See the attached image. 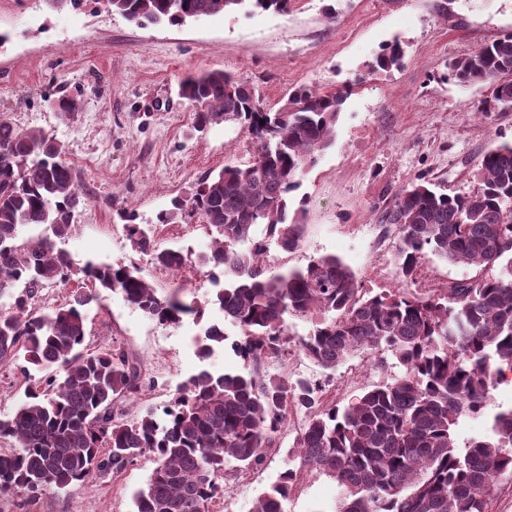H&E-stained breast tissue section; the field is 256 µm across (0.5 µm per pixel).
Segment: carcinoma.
Listing matches in <instances>:
<instances>
[{
  "mask_svg": "<svg viewBox=\"0 0 512 512\" xmlns=\"http://www.w3.org/2000/svg\"><path fill=\"white\" fill-rule=\"evenodd\" d=\"M140 26L182 24L236 11L248 4L284 10L288 0H97ZM397 42L385 45L375 67L402 64ZM461 85L496 82L493 105L512 107V32L449 64ZM181 93L204 129L221 118L244 125L257 142L254 162L226 164L204 177L187 200L159 213L156 223L197 218L213 239L201 257L212 277H230L206 305L223 322L204 329L201 360L227 340L224 323L238 329L230 348L247 373L202 369L163 409L140 407L146 369L117 345L85 350L88 306L101 291L161 324L200 321L205 305L176 294L160 296L135 266L74 265L58 241L72 232L84 193L63 160L56 138L23 128L0 114V368L16 367L24 400L0 418V496L31 500L60 493L95 477L118 474L146 458L153 464L133 495V512H210L220 498L217 478H240L261 466L292 414L305 425L291 452L293 467L259 495L251 512H287L305 474L332 478L335 512H487L501 480L512 482V408L494 416L491 433L459 449L455 428L483 413L493 389L512 375V142L485 152L476 191L448 194L422 178L397 195L381 221L399 228L401 274H417L427 254L474 266L479 274L446 288L405 296L359 288L335 256L311 259L287 273L269 274L267 244L295 251L303 236L300 211L289 195L306 167L332 146L345 92L293 91L275 112L255 90L229 73L187 77ZM60 117L80 111L69 97L49 100ZM135 251L176 271L188 257L162 249L154 233L121 209ZM266 238L253 239L256 225ZM48 233L26 237L31 226ZM251 243L246 251L238 245ZM80 277L67 303L48 312L35 306L39 291ZM321 314L324 321L299 342L322 370L359 352L376 366L387 358L401 373L347 400H327L308 379H288L267 364L291 353L288 318Z\"/></svg>",
  "mask_w": 512,
  "mask_h": 512,
  "instance_id": "cac0c4a2",
  "label": "carcinoma"
}]
</instances>
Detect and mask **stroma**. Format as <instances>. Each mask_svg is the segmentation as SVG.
I'll return each mask as SVG.
<instances>
[{"label": "stroma", "mask_w": 512, "mask_h": 512, "mask_svg": "<svg viewBox=\"0 0 512 512\" xmlns=\"http://www.w3.org/2000/svg\"><path fill=\"white\" fill-rule=\"evenodd\" d=\"M508 32L512 0H289L284 13L249 7L181 25L147 26L93 0L77 9H56L48 0H0V113L62 144L86 197L74 214L72 234L61 242L77 264L134 265L158 294L201 302L216 289L199 263L212 247L205 226H157L160 247L188 256L187 265L172 273L132 248L117 216L129 208L140 223L155 224L174 199H189L204 176L255 158L256 146L239 124L220 120L197 130L194 109L179 93L181 81L223 70L255 88L268 109L301 86L347 89L333 145L305 169L290 195L291 209L304 214L302 243L290 253L270 246L265 262L269 270L285 271L333 255L362 288L410 296L471 278L476 270L431 254L414 278H404L400 234L381 223V212L420 176L451 195L473 192L478 184L472 172L482 154L512 141V108L469 113L491 99V84L463 86L447 77L452 60ZM394 41L404 48L403 67L371 71L382 46ZM59 96L78 100L74 120H61L50 107L49 98ZM221 318L210 307L203 321L188 318L169 326L106 291L88 311L87 342L94 350L117 343L134 353L153 382L142 403L160 409L201 368L246 372L230 347L216 348L205 361L197 355L204 322ZM355 368L361 378L347 383ZM269 370L320 382L332 399L358 394L383 378L364 353L330 375L298 350ZM511 407L508 381L492 391L481 416L461 419L458 445L487 433L493 416ZM303 423V416H294L281 430L278 449L213 512H250L289 468ZM151 469L144 460L64 493L33 501L9 496L0 499V512H132V496ZM337 493L330 478L310 475L292 495L288 512H332Z\"/></svg>", "instance_id": "stroma-1"}]
</instances>
